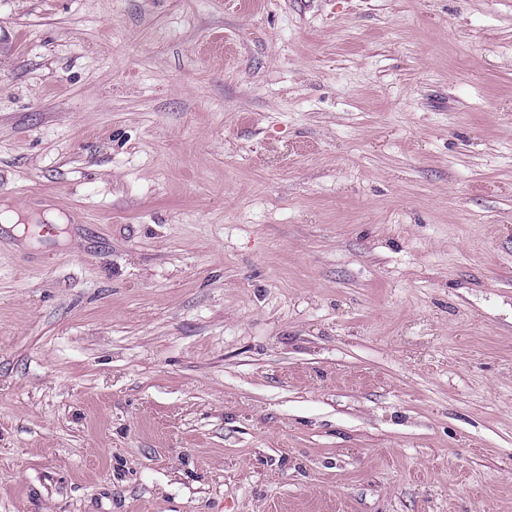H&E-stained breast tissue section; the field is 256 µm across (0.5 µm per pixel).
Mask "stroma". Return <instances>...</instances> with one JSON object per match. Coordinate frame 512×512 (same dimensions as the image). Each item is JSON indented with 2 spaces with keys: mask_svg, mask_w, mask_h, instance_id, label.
<instances>
[{
  "mask_svg": "<svg viewBox=\"0 0 512 512\" xmlns=\"http://www.w3.org/2000/svg\"><path fill=\"white\" fill-rule=\"evenodd\" d=\"M1 205L0 512H512V0H0Z\"/></svg>",
  "mask_w": 512,
  "mask_h": 512,
  "instance_id": "stroma-1",
  "label": "stroma"
}]
</instances>
